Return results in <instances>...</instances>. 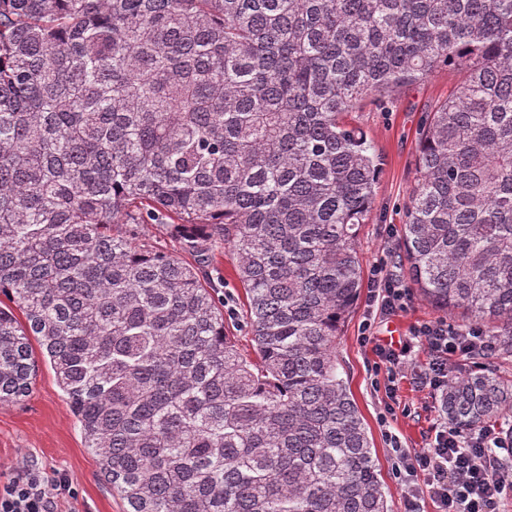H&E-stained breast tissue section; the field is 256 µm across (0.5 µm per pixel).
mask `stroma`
Returning a JSON list of instances; mask_svg holds the SVG:
<instances>
[{
	"instance_id": "stroma-1",
	"label": "stroma",
	"mask_w": 512,
	"mask_h": 512,
	"mask_svg": "<svg viewBox=\"0 0 512 512\" xmlns=\"http://www.w3.org/2000/svg\"><path fill=\"white\" fill-rule=\"evenodd\" d=\"M462 82L460 69L441 67L407 86L393 99L367 104L352 115L353 123L384 157L376 188V208L369 223L359 231L363 272L371 274L373 266L382 261L387 273L408 285L406 310L374 323L376 336L384 340L401 339L411 326L445 317L444 312L420 296L416 286L408 284L407 272L396 264L394 254L398 250L404 208L414 185L419 130L435 103L456 92ZM215 264L226 282L225 330L242 353H252V337L244 328L243 290L230 251L219 253ZM367 316L368 298L363 295L345 323L336 355L373 442L391 512H401L403 498L393 476L396 456L389 438L397 436L406 448L429 447L444 415L439 392L414 379L430 359L429 350L423 347L415 352L406 371L398 373L397 415L389 423H382L386 394L371 384L377 357L372 345L360 340ZM38 367L28 396L17 403L0 405V485L23 469H37L49 475L60 473L67 477L73 493L59 499L54 512H125L126 502L102 479L96 459L85 448L80 425L49 362L39 361Z\"/></svg>"
}]
</instances>
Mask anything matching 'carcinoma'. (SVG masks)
Returning <instances> with one entry per match:
<instances>
[{
    "label": "carcinoma",
    "mask_w": 512,
    "mask_h": 512,
    "mask_svg": "<svg viewBox=\"0 0 512 512\" xmlns=\"http://www.w3.org/2000/svg\"><path fill=\"white\" fill-rule=\"evenodd\" d=\"M442 64L398 264L512 358V0H0V405L50 358L125 512H388L336 359L384 165L347 121ZM152 222L191 261L136 244ZM228 248L254 356L224 333ZM462 429L512 379L453 376Z\"/></svg>",
    "instance_id": "obj_1"
}]
</instances>
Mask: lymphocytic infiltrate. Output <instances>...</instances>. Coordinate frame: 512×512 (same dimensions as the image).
Wrapping results in <instances>:
<instances>
[{"instance_id": "lymphocytic-infiltrate-1", "label": "lymphocytic infiltrate", "mask_w": 512, "mask_h": 512, "mask_svg": "<svg viewBox=\"0 0 512 512\" xmlns=\"http://www.w3.org/2000/svg\"><path fill=\"white\" fill-rule=\"evenodd\" d=\"M371 288L370 302L380 314L406 308L408 292L386 274L384 264L374 266ZM418 343L431 352L420 378L437 391L455 366L492 354L495 347L479 327L459 330L439 320L420 324L409 338L377 345L376 350L393 374L407 367ZM395 474L403 489L404 512H419L426 495L439 503L440 512H500L502 503L512 498V440L498 424L464 431L446 422L429 448L399 449ZM69 491L64 477L22 473L0 486V512H51L54 499Z\"/></svg>"}]
</instances>
